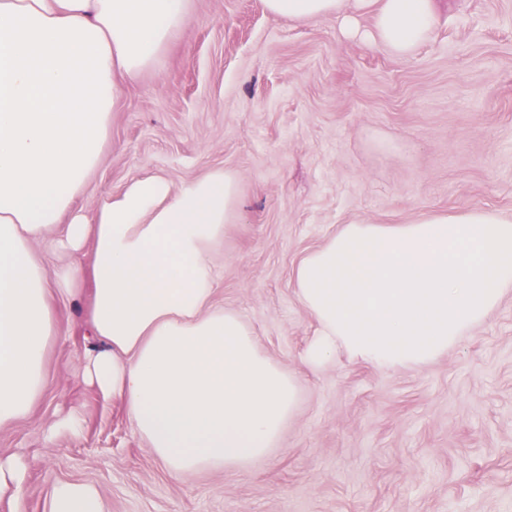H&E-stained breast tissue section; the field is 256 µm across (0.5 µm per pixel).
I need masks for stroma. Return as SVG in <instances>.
<instances>
[{"instance_id":"1","label":"stroma","mask_w":512,"mask_h":512,"mask_svg":"<svg viewBox=\"0 0 512 512\" xmlns=\"http://www.w3.org/2000/svg\"><path fill=\"white\" fill-rule=\"evenodd\" d=\"M370 30L366 15L350 34L333 17L274 16L263 0H190L160 68L114 107L76 201L93 214L143 172L178 186L237 174L214 302L298 380L277 448L172 478L124 405L84 381L104 344L83 294L59 303L42 398L0 427V457L27 465L23 496H0V512H46L58 481L93 485L104 512H512V295L424 367L303 362L315 322L293 271L339 225L458 208L512 217V0H439L432 39L407 58ZM72 409L81 428L46 441Z\"/></svg>"}]
</instances>
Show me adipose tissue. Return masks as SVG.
Instances as JSON below:
<instances>
[{"label": "adipose tissue", "mask_w": 512, "mask_h": 512, "mask_svg": "<svg viewBox=\"0 0 512 512\" xmlns=\"http://www.w3.org/2000/svg\"><path fill=\"white\" fill-rule=\"evenodd\" d=\"M291 20L372 18L370 38L410 57L431 39L436 0H264ZM188 0H0V426L44 393L60 299L91 287L89 327L106 344L87 379L119 399L178 478L243 467L277 447L297 379L263 356L213 301V251L237 217L239 179L182 186L143 174L92 216L73 209L96 169L125 82L158 67ZM86 253L48 271L35 250ZM316 322L304 362L338 354L421 367L481 326L512 293V219L463 209L409 224L340 225L294 272ZM47 512H102L94 487L60 482Z\"/></svg>", "instance_id": "obj_1"}]
</instances>
